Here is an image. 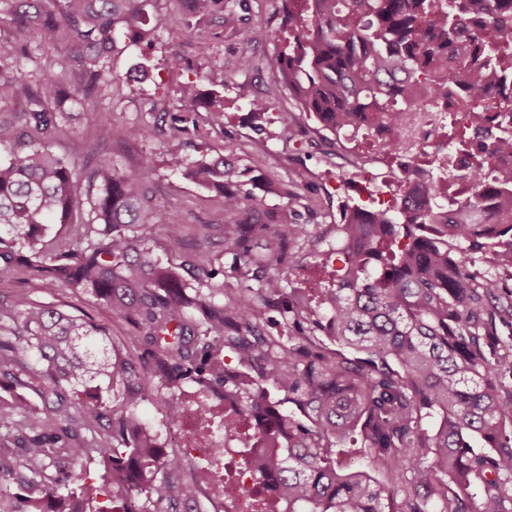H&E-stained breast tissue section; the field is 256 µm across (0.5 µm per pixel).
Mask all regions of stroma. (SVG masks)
I'll return each mask as SVG.
<instances>
[{"label":"stroma","instance_id":"35a3bbf8","mask_svg":"<svg viewBox=\"0 0 512 512\" xmlns=\"http://www.w3.org/2000/svg\"><path fill=\"white\" fill-rule=\"evenodd\" d=\"M146 10L157 19L159 39L140 44L119 39L107 57L105 75L92 98L85 102L63 101L61 111L68 118L50 141L54 154L93 168L99 159H112L118 168L130 171L145 153L157 162L155 202L169 218L181 226L177 242H169L164 232L156 234L155 252L175 267L200 251L223 256L224 209L221 198L173 174L166 165L169 153L191 159L217 157L224 153L225 138H233L252 175L277 176L301 198L295 218L309 225L313 236L329 232L339 220L343 192L328 195L321 182L337 175L350 177L351 157L336 144L335 135L297 112L287 90L275 81L278 43L273 34L281 21V0H216L204 14L193 13L187 0H147ZM11 20L0 14V74L22 73L28 84L40 80L54 56L68 52L64 43L49 44L45 35L32 31L28 53L15 58L11 49ZM250 56V67H240L242 56ZM223 57L227 78L218 92L224 98V124L209 127L205 106H189L177 90L182 82L202 77L213 57ZM127 76L122 86H114L110 74ZM210 90V82L201 84ZM269 98L271 108L262 128H255L248 116L253 96ZM208 127L206 140L174 136L172 128L185 118ZM157 123L154 141L139 142L126 135L127 128ZM23 295L28 299L85 316L112 338L130 342L132 328L113 319L110 312L88 295L64 289L48 290L25 273L15 271L0 277V300Z\"/></svg>","mask_w":512,"mask_h":512}]
</instances>
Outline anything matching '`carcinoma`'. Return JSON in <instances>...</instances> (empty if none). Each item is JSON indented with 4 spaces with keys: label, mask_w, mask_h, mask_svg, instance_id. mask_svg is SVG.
<instances>
[{
    "label": "carcinoma",
    "mask_w": 512,
    "mask_h": 512,
    "mask_svg": "<svg viewBox=\"0 0 512 512\" xmlns=\"http://www.w3.org/2000/svg\"><path fill=\"white\" fill-rule=\"evenodd\" d=\"M141 0H0L12 17V49L27 52L37 29L71 52L32 86L0 76V100L25 96L18 118L37 134L7 145L0 160V275L23 270L43 288L88 293L138 333L133 354L91 321L24 296L0 302V512H184L198 502V467L185 448L159 441L141 406H161L176 424L191 384L203 413L202 438L220 427L255 440L253 477L277 512H512V344L497 323L512 320V287L475 269L479 253L512 273V224H496L482 202L512 206V178L486 184L450 213L414 210L404 182L391 205H347L336 235L343 263L336 287H288L294 250L311 241L293 218L297 194L274 176L246 177L235 140L224 156L167 167L223 198L231 262L192 261L199 287L153 254L155 232L177 240L178 224L153 203L156 160L142 155L124 172L102 159L88 173L53 155L47 138L67 119L52 110L61 90L86 101L121 36L158 39ZM467 0H281L276 81L321 129L363 138L386 151L401 117L400 78H423L446 93L443 56L464 77L474 122L493 108L491 80L512 70V0H491L462 29ZM499 135L487 155L512 148V105L494 107ZM150 122L128 131L148 142ZM87 181V200L77 185ZM283 203L271 207L267 200ZM54 224L66 237H51ZM282 226L264 252L254 239ZM483 277L478 292L469 281ZM231 358L235 366L226 363ZM100 379L112 397L103 398ZM81 386L94 403L82 413ZM40 399L34 412L23 391ZM290 408L283 411L282 400ZM359 434L366 462L337 458ZM96 476H90L91 467ZM383 468L386 479L373 471ZM480 485L481 493L471 488Z\"/></svg>",
    "instance_id": "cac0c4a2"
}]
</instances>
